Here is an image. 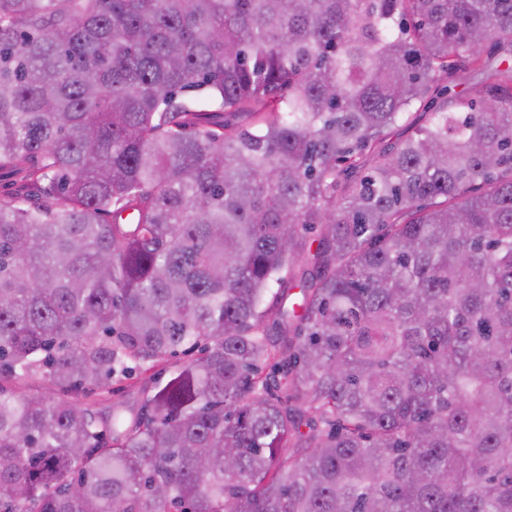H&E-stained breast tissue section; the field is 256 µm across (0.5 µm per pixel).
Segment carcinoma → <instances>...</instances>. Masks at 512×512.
Instances as JSON below:
<instances>
[{
  "label": "carcinoma",
  "mask_w": 512,
  "mask_h": 512,
  "mask_svg": "<svg viewBox=\"0 0 512 512\" xmlns=\"http://www.w3.org/2000/svg\"><path fill=\"white\" fill-rule=\"evenodd\" d=\"M3 167L0 512H512V0H0ZM154 371L144 373L142 368L136 369L129 378L116 379L112 382V402L123 400H135L142 395L139 393V388L145 382L146 378Z\"/></svg>",
  "instance_id": "cac0c4a2"
}]
</instances>
